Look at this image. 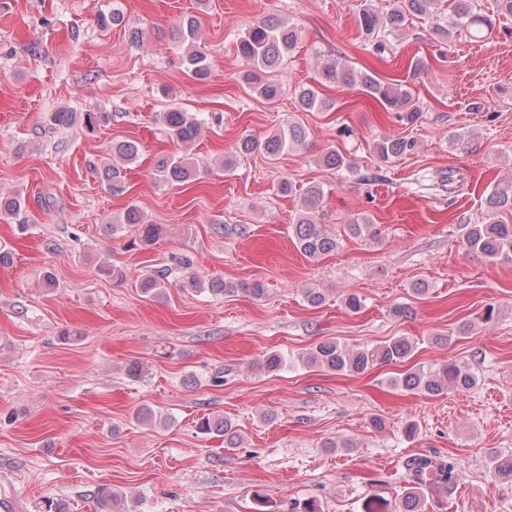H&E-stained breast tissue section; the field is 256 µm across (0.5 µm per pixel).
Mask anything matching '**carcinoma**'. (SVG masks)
<instances>
[{
  "instance_id": "cac0c4a2",
  "label": "carcinoma",
  "mask_w": 512,
  "mask_h": 512,
  "mask_svg": "<svg viewBox=\"0 0 512 512\" xmlns=\"http://www.w3.org/2000/svg\"><path fill=\"white\" fill-rule=\"evenodd\" d=\"M443 0H392V7L381 13L373 5L362 8L356 17L361 32L377 38L376 49H385L384 39L393 36L407 21V17L429 15L438 20L446 19V24L435 26V33L441 37L448 35V29L459 28L476 37L484 28L492 26L491 15L474 11L473 0H452V12L442 11ZM125 23V14L118 2H113L112 11L102 12L97 16V24L102 29L120 27ZM198 18L194 14L181 17L171 30V39L178 44L181 56L189 75L197 80H205L210 74L207 55L195 40ZM301 40V31L293 24L279 16H268L258 20L236 42L237 55L244 65V79L252 85L253 90L267 100L279 96L280 86L277 82L266 79L263 74L275 70L291 56ZM329 84L345 86H362V90L373 96L387 112L395 113L399 121L412 123L421 112L418 101L413 97L404 83H383L371 74L360 73L339 64H326L319 73L317 84L301 85L296 91L298 108L303 112H329L336 108V101L320 92V87ZM107 112H49L44 116V123L55 126L79 125L91 132L107 123ZM171 141L178 147L175 154L161 153L155 156L152 171L155 180L164 185L185 184L195 180L191 152L199 141L204 120L180 107H171L161 115ZM308 129L291 122L262 140L244 137L239 140L237 150L250 154L258 149L275 158L289 149L306 144ZM415 142L405 137L385 136L374 142V153L379 162L392 160L412 151ZM140 146L135 141H122L112 145V159L104 165L103 175L108 182V189L116 194L125 192L122 171L126 166L138 161ZM325 192L320 184H310L302 191L301 208L294 218L293 235L297 248L305 256L315 259L338 248L337 238L328 234L323 225L318 223V216L323 208ZM512 211V181L504 186L493 187L486 198V217L480 224L463 225L464 243L470 253L491 261L512 263V224L499 219L502 211ZM27 211L26 199L21 194L0 193V217L16 218ZM120 224H137L141 228L140 243L151 245L162 233L158 224H148L137 206L131 205L108 225L115 232ZM350 235L358 238L376 240L380 236L371 220L365 216L356 217L347 224ZM184 271L179 288L183 291L202 292L207 290L214 295L235 294L239 291L249 294L254 299L265 295L262 284L235 283L222 278L204 279L193 268L190 260L183 261ZM139 288L148 297H163L165 285L160 278L144 276L139 281ZM414 351L413 343L405 337L388 339L382 343L366 344L356 349H348L336 338H325L309 352L300 356L306 366L319 367L328 372L362 374L379 365L404 364ZM286 365V359L276 352L268 353L256 367L268 372L278 371ZM477 384L476 374L468 367L450 363L437 371L408 369L390 380V385L401 391L425 397H438L450 389L465 392ZM197 429L207 438L224 440V447L236 448L242 436L236 425L220 415H205L199 419ZM412 486L408 487L398 504V512H424L425 490L443 488L452 490L459 474L455 463L440 456L419 455L407 463ZM490 471L494 478L512 486V453L493 451L490 454ZM99 506L106 512H131L124 505L125 496L101 487L94 494Z\"/></svg>"
}]
</instances>
